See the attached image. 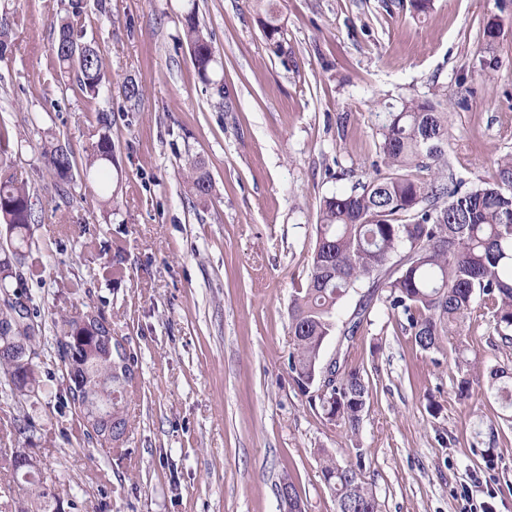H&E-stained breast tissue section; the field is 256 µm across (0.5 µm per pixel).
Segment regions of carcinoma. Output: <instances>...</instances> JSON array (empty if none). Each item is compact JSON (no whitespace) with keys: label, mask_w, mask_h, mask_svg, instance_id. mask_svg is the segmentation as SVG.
<instances>
[{"label":"carcinoma","mask_w":512,"mask_h":512,"mask_svg":"<svg viewBox=\"0 0 512 512\" xmlns=\"http://www.w3.org/2000/svg\"><path fill=\"white\" fill-rule=\"evenodd\" d=\"M84 0H64L63 15L54 23L51 51L61 77L79 87L89 100L99 97L106 82V62L98 47L84 40ZM22 21L19 14L0 16V59L12 52L10 31ZM261 25L266 41L281 46L282 26L273 0H266ZM183 34L200 81L224 95V79L217 77L219 60L213 38L202 26L196 0H188L182 15ZM98 139L85 163L84 177L95 182V172L112 161L111 115H95ZM382 164L368 181L348 192L324 198L314 225L315 246L309 273L289 311L292 351L288 371L297 385L318 370L325 345L334 335L354 340L368 320L375 302L399 319L401 327L424 352H434L448 341L461 378L458 396H471L474 364L465 356V323L476 309L486 307L502 342L512 343V155L497 162L492 182L471 186L448 174V112L434 99H411L380 113ZM8 131L0 128V222L11 234L17 259H25L31 224L36 222L26 183L8 171ZM44 156L59 188L73 180L72 151L60 142H48ZM426 176L420 177L418 173ZM185 183L199 200L213 192L205 164L189 163ZM360 295L354 322L338 325L340 304ZM13 304L0 307V347L8 341L32 346L44 328L26 310L15 319ZM54 348L64 363L70 386L66 395L87 442L110 448L127 430L126 394L135 376V358L112 336L106 316L91 312L54 324ZM36 363L23 365L0 359V378L10 394L25 400L35 393ZM487 389L512 410V369L493 366L486 373ZM336 397L319 402L328 420L357 435L369 399L362 372L343 369L334 388ZM112 408V433L91 435L83 420L86 400ZM357 463L346 464L322 448L321 473L336 497L337 512H378L372 489L363 475L362 453L353 443ZM27 457L8 458L14 475L34 486L36 512H64L63 501L47 484L43 473L26 476Z\"/></svg>","instance_id":"cac0c4a2"}]
</instances>
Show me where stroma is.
<instances>
[{"label": "stroma", "instance_id": "stroma-1", "mask_svg": "<svg viewBox=\"0 0 512 512\" xmlns=\"http://www.w3.org/2000/svg\"><path fill=\"white\" fill-rule=\"evenodd\" d=\"M186 3L86 0V38L112 73L91 104L52 60L61 0H0V14L22 17L0 61V127L20 141L11 170L37 216L25 252L38 271L12 286L46 328L37 393L18 406L0 392V454L32 459L74 512H283L285 476L306 512H336L320 451L356 442L379 512H512V425L495 395L478 387L459 401L450 347L421 352L384 306L354 341L325 346L369 385L358 434L288 374L312 226L325 197L372 176L378 112L447 100L448 165L469 185L494 180L512 154V0H433L420 16L409 0H277L278 47L258 0H197L223 100L181 40ZM490 22L501 34L489 44ZM128 81L140 99H126ZM96 109L112 114L108 206L79 178L60 197L42 154L54 136L84 167ZM192 159L214 183L204 202L184 182ZM97 310L136 360L127 437L112 449L76 432L51 331ZM466 339L481 366L512 368V346L487 319L467 320ZM478 428L495 431L493 460L474 447Z\"/></svg>", "mask_w": 512, "mask_h": 512}]
</instances>
